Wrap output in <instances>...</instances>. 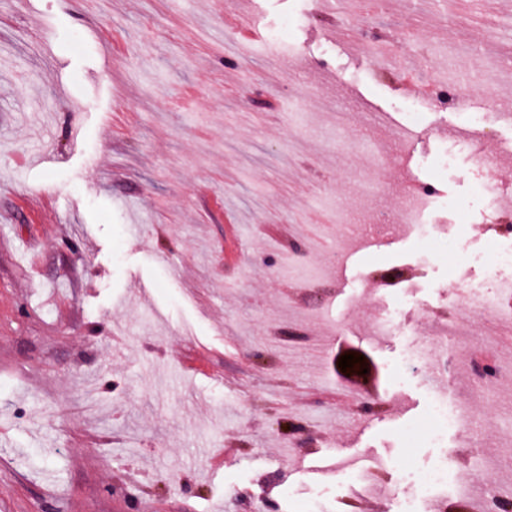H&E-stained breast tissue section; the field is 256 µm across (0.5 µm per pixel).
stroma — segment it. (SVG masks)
Here are the masks:
<instances>
[{"label": "stroma", "instance_id": "stroma-1", "mask_svg": "<svg viewBox=\"0 0 512 512\" xmlns=\"http://www.w3.org/2000/svg\"><path fill=\"white\" fill-rule=\"evenodd\" d=\"M95 11L0 0V512H343L335 475L303 470L310 453H435L405 337L373 345L369 325L398 305L430 331L449 312L438 285L481 278L464 257L512 223V120L491 105L512 98V0ZM368 27L415 35L400 69H374ZM421 54L437 77L480 81L465 108L406 84ZM488 119L496 204L457 138ZM415 181L448 198L424 244L382 221ZM318 233L335 257L291 252ZM312 309L324 317L305 323ZM361 386L382 399L367 418L322 396ZM488 408L477 453L454 441L481 483L512 481V377Z\"/></svg>", "mask_w": 512, "mask_h": 512}]
</instances>
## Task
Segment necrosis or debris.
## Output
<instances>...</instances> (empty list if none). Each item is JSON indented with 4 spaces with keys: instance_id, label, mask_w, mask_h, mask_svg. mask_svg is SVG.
Returning <instances> with one entry per match:
<instances>
[{
    "instance_id": "necrosis-or-debris-1",
    "label": "necrosis or debris",
    "mask_w": 512,
    "mask_h": 512,
    "mask_svg": "<svg viewBox=\"0 0 512 512\" xmlns=\"http://www.w3.org/2000/svg\"><path fill=\"white\" fill-rule=\"evenodd\" d=\"M445 202L429 189L412 194L392 217L393 223L407 225L418 241L431 240L436 225L430 224L427 215L431 208H444ZM458 313L445 323L434 324L430 333L408 327L399 314H392L374 322L369 336L384 339L389 336L405 337L410 351V361L431 365L427 381L447 377L453 356L470 345L480 343L471 318L480 316L501 326L512 325V242L503 245L485 263L481 282L461 283L452 293ZM482 382H473L467 394H458L449 387L434 386L431 406L441 428L437 435L442 451L421 467L396 468L389 458L374 461L371 468L352 470L341 465L343 495L350 500H363L373 495L392 496L393 488L377 483L376 473L397 470L398 480L410 492L398 498L395 512H442L449 499L472 500L474 512H499L503 503L512 502V485L484 486L475 471L464 468L459 462V451L448 439L449 432H468L479 438L486 412Z\"/></svg>"
}]
</instances>
